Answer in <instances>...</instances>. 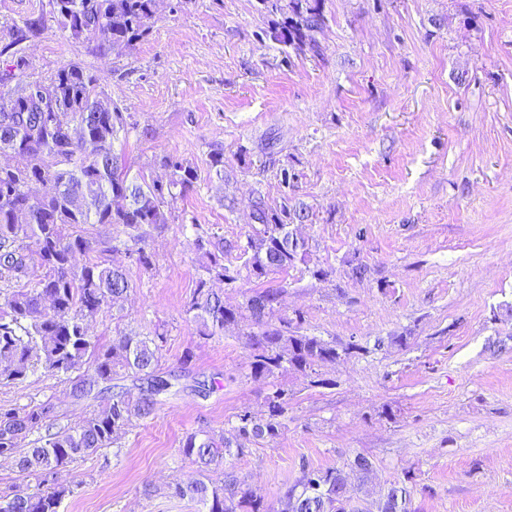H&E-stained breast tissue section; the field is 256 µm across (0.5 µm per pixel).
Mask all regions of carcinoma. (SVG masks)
<instances>
[{
	"label": "carcinoma",
	"instance_id": "obj_1",
	"mask_svg": "<svg viewBox=\"0 0 512 512\" xmlns=\"http://www.w3.org/2000/svg\"><path fill=\"white\" fill-rule=\"evenodd\" d=\"M260 4L282 15L264 31L266 37L298 55L321 54L312 37L325 25L321 0ZM155 7L156 0H58L52 15L68 40L92 43L98 52L110 50L119 56L151 35ZM44 29V16L38 15L0 32V57L12 58L9 68L0 72V96H11L15 104V111L0 112V154L21 159L6 178L0 177V280L7 281L0 289V385H20L38 371L68 376L89 359L90 369L72 380L71 394L77 402L96 400L98 405L76 425L57 430L49 402L23 409L0 407V457L12 459L19 475L33 484L25 490L1 491L0 512H58L74 490L56 482V470L113 447L131 420L151 417L158 398L172 387L159 365L166 332L157 330L152 338L119 333L108 344L89 334L86 319L119 304L131 287L127 270L109 259L116 237H97L90 228L109 225L124 235L131 243L127 252L132 263L148 272L153 261L142 243L151 230L168 223L172 204L199 180L197 167L174 154L158 159L162 177L143 171L130 175L115 145L138 124L118 104L101 100V79L85 67L64 64L46 81L25 76L16 46ZM34 86L49 89L60 103L53 117H46L34 99ZM76 124L84 125L86 135L75 141L68 130ZM208 156L210 171L224 177L223 148L211 146ZM302 213L289 198L278 208L259 200L257 226L242 247L247 259L241 267L224 263L223 236L211 227L192 225L200 252L199 275L184 308L198 335H222L237 322L238 311L225 305L224 295L214 291L212 283L229 285L245 275L259 278L308 264L307 252L288 257V226ZM280 297L277 289H263L246 299L256 326L248 333L254 375L273 378L292 370L308 377L342 353L363 350L354 342L339 349L300 333L299 315L271 325ZM129 374L147 383L135 398L113 384ZM109 383L114 392L105 398ZM265 404L263 419L248 411L238 415L239 437L258 440L279 434L288 413V394L277 389ZM36 432L32 447L19 446ZM179 452L197 465L201 479L169 486L172 495L197 501L203 512H273L244 490L234 473H225L219 483L209 478L226 457L243 452L231 449L224 436L190 432ZM371 470L367 457L357 469L349 459L340 467L305 466L297 483L282 493L284 512H359L351 505L348 479L352 473L360 477ZM412 481L408 476L393 484L380 512H410Z\"/></svg>",
	"mask_w": 512,
	"mask_h": 512
}]
</instances>
